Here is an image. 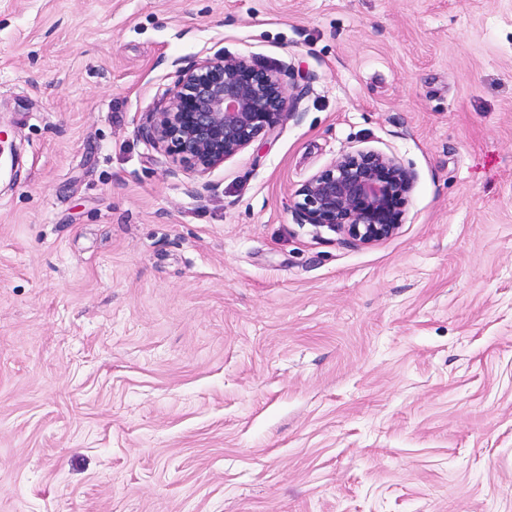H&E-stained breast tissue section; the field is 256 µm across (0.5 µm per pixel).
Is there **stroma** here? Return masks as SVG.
<instances>
[{
  "label": "stroma",
  "mask_w": 512,
  "mask_h": 512,
  "mask_svg": "<svg viewBox=\"0 0 512 512\" xmlns=\"http://www.w3.org/2000/svg\"><path fill=\"white\" fill-rule=\"evenodd\" d=\"M223 53L302 98L200 177ZM0 128V512H512V0H0ZM358 151L370 245L291 210ZM166 104L150 112L141 135L200 176L272 137L297 108L280 71L245 56L217 55L181 70ZM414 184V173L394 157L347 154L302 184L291 208L298 224L326 227L368 245L397 230Z\"/></svg>",
  "instance_id": "1"
}]
</instances>
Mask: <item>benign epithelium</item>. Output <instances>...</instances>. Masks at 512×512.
I'll return each instance as SVG.
<instances>
[{
  "mask_svg": "<svg viewBox=\"0 0 512 512\" xmlns=\"http://www.w3.org/2000/svg\"><path fill=\"white\" fill-rule=\"evenodd\" d=\"M299 95L280 71L245 56L217 55L181 70L166 104L151 112L141 135L173 162L200 176L272 137L292 117ZM415 175L378 152L347 154L302 184L293 195L299 223L326 227L368 245L392 235Z\"/></svg>",
  "mask_w": 512,
  "mask_h": 512,
  "instance_id": "benign-epithelium-1",
  "label": "benign epithelium"
}]
</instances>
